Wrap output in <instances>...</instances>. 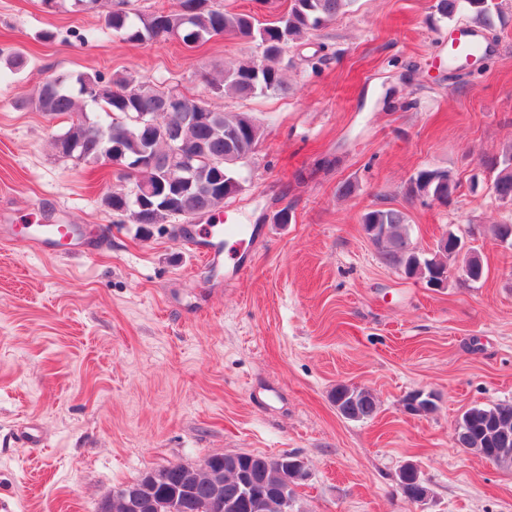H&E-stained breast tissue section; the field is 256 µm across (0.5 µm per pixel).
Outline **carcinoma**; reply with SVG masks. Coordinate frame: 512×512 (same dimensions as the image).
<instances>
[{"label":"carcinoma","mask_w":512,"mask_h":512,"mask_svg":"<svg viewBox=\"0 0 512 512\" xmlns=\"http://www.w3.org/2000/svg\"><path fill=\"white\" fill-rule=\"evenodd\" d=\"M180 10L157 8L149 14L124 9L109 11L99 33H116L127 42L140 43L179 38L190 46L218 35L230 34L254 44L261 55L224 68L220 80L208 81L217 97L249 99L258 94H285L288 84L277 66L289 45L318 30L353 0H290L286 11L261 21L247 11L227 9L216 0H179ZM436 9L448 20L468 12L477 23L489 29V0H437ZM97 105L107 120L97 122L83 113V107ZM27 105L50 115L76 117L68 130L55 137L58 153L85 164L109 159L129 167L124 177L133 181L129 192H112L104 199L106 207L122 224H165L168 220L198 213H209L236 195L242 188L241 165L260 138V126L246 113L216 112L204 99H189L162 81H134L119 74L105 76L57 75L45 79ZM189 112H205V119H190ZM147 115L156 127L139 121ZM176 129L179 142L195 156L196 179H184L181 163L171 146L160 136V128ZM495 172L493 189L501 201H512V151L502 160L490 163ZM154 189V196L136 198L142 184ZM457 188L450 172L424 169L411 179L414 196L448 200ZM366 233L379 229L375 246L382 261L408 278L427 281L448 271L458 252L438 249L421 256L411 247L408 219L397 209H374L362 216ZM343 417L363 420L378 410L376 399L367 388L339 384L332 394ZM459 447L483 456L494 465L512 469V403L473 406L461 416L456 427ZM235 457L252 463L262 476L260 492L281 481L274 469L267 468L272 458L262 454L237 453ZM223 484L224 504L241 497V489L231 472L216 476L195 472L188 479L189 491L179 496L184 512H208L213 481Z\"/></svg>","instance_id":"cac0c4a2"}]
</instances>
